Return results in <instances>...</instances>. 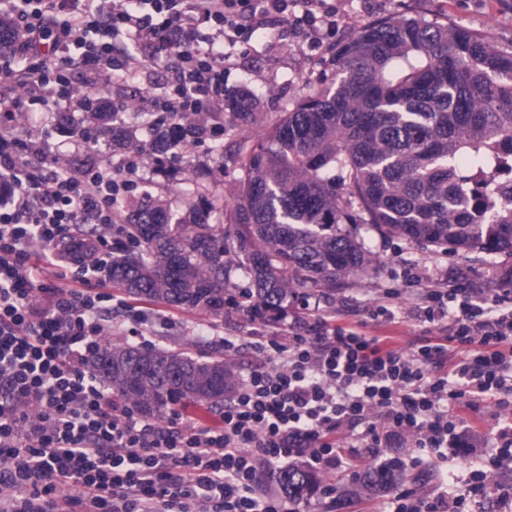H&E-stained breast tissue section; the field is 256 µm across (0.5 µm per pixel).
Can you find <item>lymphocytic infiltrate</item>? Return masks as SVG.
Wrapping results in <instances>:
<instances>
[{"instance_id":"f902f5d3","label":"lymphocytic infiltrate","mask_w":512,"mask_h":512,"mask_svg":"<svg viewBox=\"0 0 512 512\" xmlns=\"http://www.w3.org/2000/svg\"><path fill=\"white\" fill-rule=\"evenodd\" d=\"M328 23L325 0H0V512H294L260 494L256 472L302 457L356 471L364 453L402 448L411 465L440 448H474L473 419L493 405L473 472L484 494L512 468V294L426 292L416 315L436 327L408 347L320 315L283 335L254 336L263 354L225 398L221 423L179 410L165 424L115 399L87 369L113 295L101 277L125 243L120 209L133 201L140 152L78 167L45 140L11 129L27 103L47 110L85 83L140 94L138 77L165 64L145 129L223 135L224 71L259 21ZM101 233H82V224ZM447 480L424 495L398 489L389 512H463Z\"/></svg>"}]
</instances>
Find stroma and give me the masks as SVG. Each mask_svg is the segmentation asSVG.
Returning a JSON list of instances; mask_svg holds the SVG:
<instances>
[{
  "mask_svg": "<svg viewBox=\"0 0 512 512\" xmlns=\"http://www.w3.org/2000/svg\"><path fill=\"white\" fill-rule=\"evenodd\" d=\"M416 16L483 35L501 52L512 54V0H336V27L329 35L292 22H272L252 35L240 66L224 74L229 97L248 94L254 107L251 114L243 116L232 106H225L223 153L212 152L205 145L173 149L165 159V172L150 175L142 185L143 191L182 215L200 203L196 186L206 185L205 196L222 202L221 208L209 211L208 223L231 225L239 199L244 148L264 142L274 124L301 95L331 78L332 58L357 37L363 26L377 20ZM69 117L68 126L62 127L56 113L35 106L19 118L16 131H50L51 151L73 163L82 154L81 133L86 121L80 109L71 110ZM361 234L377 258L375 269L334 285L308 289L305 299L291 302L289 314L337 313L342 322L364 324L370 335L393 336L406 345L427 331L413 313L426 289L451 291L465 286L484 289L493 296L505 291L504 280L512 273V258L506 256L465 258L444 247L384 238L366 227ZM392 289L399 292L393 306L395 322L373 319L374 305L384 301L386 292ZM171 314L170 322L153 319L148 323L155 347H188L203 356L223 353L222 337L278 336L285 325L281 316L253 320L242 311L215 316L175 307ZM475 468V454L452 450L444 459L416 468L398 466L396 483L425 493L433 486V472L439 471L452 475L455 489L463 494ZM386 500V494L356 484L338 507H329L327 500L317 496L300 504L297 512H382Z\"/></svg>",
  "mask_w": 512,
  "mask_h": 512,
  "instance_id": "obj_1",
  "label": "stroma"
}]
</instances>
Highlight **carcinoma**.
I'll return each mask as SVG.
<instances>
[{
    "instance_id": "1",
    "label": "carcinoma",
    "mask_w": 512,
    "mask_h": 512,
    "mask_svg": "<svg viewBox=\"0 0 512 512\" xmlns=\"http://www.w3.org/2000/svg\"><path fill=\"white\" fill-rule=\"evenodd\" d=\"M330 83L303 96L243 161L234 241L251 287H226L224 225L175 217L145 197L124 225L112 282L129 295L252 318L287 312L294 286L365 275L364 225L464 255L512 258V55L424 18L366 25L332 60ZM119 401L161 418L171 404L224 406V359L105 339L88 361ZM393 469L367 471L394 489ZM288 501L326 492L316 470L277 474Z\"/></svg>"
}]
</instances>
